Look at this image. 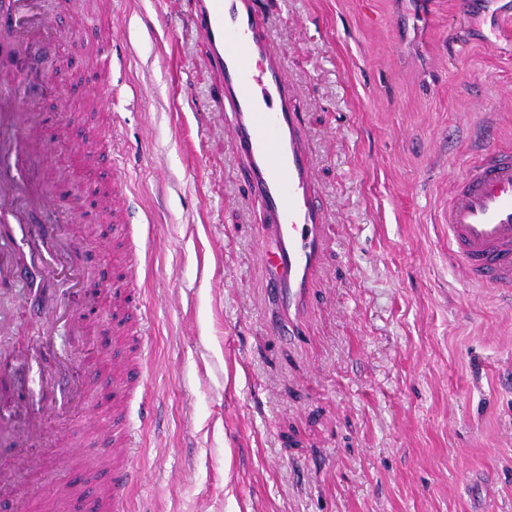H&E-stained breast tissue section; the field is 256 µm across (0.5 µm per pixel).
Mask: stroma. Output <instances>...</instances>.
Instances as JSON below:
<instances>
[{"label": "stroma", "instance_id": "35a3bbf8", "mask_svg": "<svg viewBox=\"0 0 512 512\" xmlns=\"http://www.w3.org/2000/svg\"><path fill=\"white\" fill-rule=\"evenodd\" d=\"M112 110L71 71H91L89 7L55 0L57 30L37 56L19 135L52 200L32 219L79 251L81 272L119 266L55 185L62 172L105 182L121 168L134 230L154 242L137 288L147 322V389L132 406L137 480L130 512H512V292L479 288L448 257L439 215L468 161L512 143V38L493 13L512 0H267L288 10L273 35L314 140L329 213L327 271L305 333H280L268 299L264 212L248 195L223 113L212 111L205 46L188 0H110ZM94 142L42 140L50 101ZM30 291L0 288L11 314L0 367L46 342L83 351L84 337L47 333L60 305L88 307L84 285L19 267ZM74 404L37 441L4 447L24 469L0 473V512H43L62 485L83 483L97 414Z\"/></svg>", "mask_w": 512, "mask_h": 512}]
</instances>
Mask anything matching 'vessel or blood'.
Segmentation results:
<instances>
[{
  "instance_id": "obj_1",
  "label": "vessel or blood",
  "mask_w": 512,
  "mask_h": 512,
  "mask_svg": "<svg viewBox=\"0 0 512 512\" xmlns=\"http://www.w3.org/2000/svg\"><path fill=\"white\" fill-rule=\"evenodd\" d=\"M29 4L30 0H11L12 30L8 37H0V280L14 277L21 254L47 271L62 263L60 251L43 250L54 227L30 221L31 213L46 208L48 200L34 179L31 145L16 134L23 106L20 85L31 51L25 37ZM190 24L206 47L207 64L216 79L212 108L228 117L233 153L245 166L252 195L266 213L263 234L275 243L268 264L281 321L291 334H298L324 271L327 213L286 58L273 38L265 0H192ZM87 93L100 105L111 106V78L93 79ZM126 215V185L117 177L106 212L116 236L127 234ZM443 221L451 256L473 283L512 288L511 146L490 148L467 166L453 184ZM126 332L130 354L115 373L112 410L96 426L95 477L85 487L99 512H127L136 479L135 471L122 463L134 446L124 405L145 387V337L135 323ZM70 394L65 376L46 379L41 384L42 414L19 431L8 413H0V436H42L44 417L60 410Z\"/></svg>"
}]
</instances>
